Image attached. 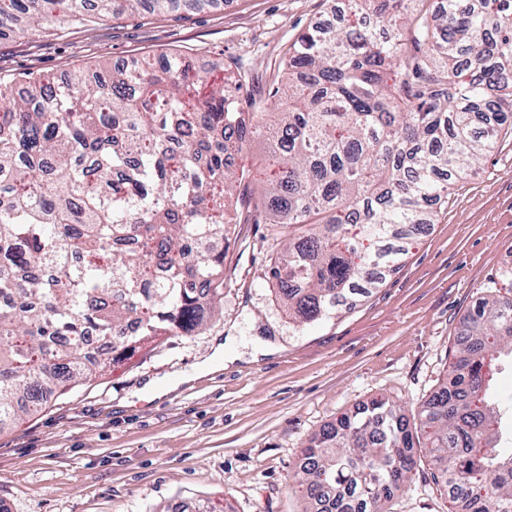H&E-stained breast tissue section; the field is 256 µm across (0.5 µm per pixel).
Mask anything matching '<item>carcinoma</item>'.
Masks as SVG:
<instances>
[{"instance_id":"obj_1","label":"carcinoma","mask_w":512,"mask_h":512,"mask_svg":"<svg viewBox=\"0 0 512 512\" xmlns=\"http://www.w3.org/2000/svg\"><path fill=\"white\" fill-rule=\"evenodd\" d=\"M354 19L289 46L286 82L244 111L241 80L179 53L129 68L0 80V426L57 391L191 336L224 294L241 210L288 229L267 271L288 317L330 319L395 270L410 232L476 171L512 116V0H348ZM219 0H0V34L101 16L203 12ZM267 137V187L230 164ZM121 140L133 158L117 154ZM123 174L114 179L112 170ZM507 292L460 321L448 374L409 424L380 397L304 449L311 512H384L425 450L461 512H512V406L490 388L512 355ZM110 346L86 361L87 329Z\"/></svg>"}]
</instances>
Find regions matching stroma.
Segmentation results:
<instances>
[{"label":"stroma","instance_id":"stroma-1","mask_svg":"<svg viewBox=\"0 0 512 512\" xmlns=\"http://www.w3.org/2000/svg\"><path fill=\"white\" fill-rule=\"evenodd\" d=\"M332 0H226L179 15L105 18L83 28L0 38V78L132 64L180 53L246 77L260 101L298 34L331 19ZM274 224H238L224 257V299L197 335L48 399L0 428V505L7 512H308L295 473L324 427L385 396L416 417L451 361L459 322L500 269L512 268V134L417 234L401 268L339 317L300 326L267 278ZM270 343L277 351L256 356ZM224 349V364L197 374ZM196 379L183 383L187 374ZM177 383L156 396L149 381ZM386 512H452L428 461Z\"/></svg>","mask_w":512,"mask_h":512}]
</instances>
